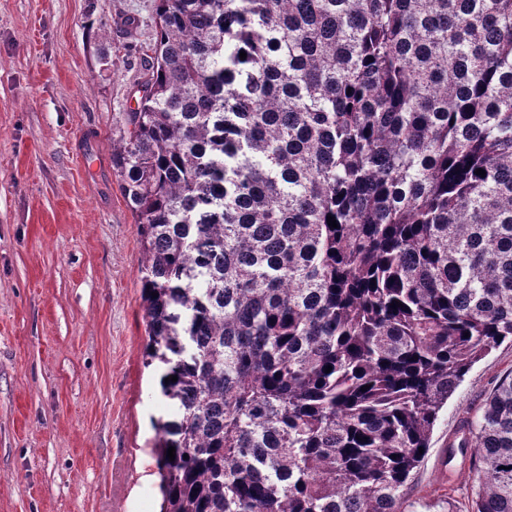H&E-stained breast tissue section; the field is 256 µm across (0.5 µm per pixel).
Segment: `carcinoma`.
Here are the masks:
<instances>
[{
  "mask_svg": "<svg viewBox=\"0 0 512 512\" xmlns=\"http://www.w3.org/2000/svg\"><path fill=\"white\" fill-rule=\"evenodd\" d=\"M156 16L112 172L175 405L160 512H405L448 397L512 343V0ZM455 447L468 512H512L511 377Z\"/></svg>",
  "mask_w": 512,
  "mask_h": 512,
  "instance_id": "1",
  "label": "carcinoma"
}]
</instances>
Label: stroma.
Returning <instances> with one entry per match:
<instances>
[{
  "label": "stroma",
  "mask_w": 512,
  "mask_h": 512,
  "mask_svg": "<svg viewBox=\"0 0 512 512\" xmlns=\"http://www.w3.org/2000/svg\"><path fill=\"white\" fill-rule=\"evenodd\" d=\"M155 0H0V512H159L138 226L112 173ZM135 26H128L127 18ZM512 373L503 344L463 377L406 490L448 512L478 482L438 459Z\"/></svg>",
  "instance_id": "1"
}]
</instances>
